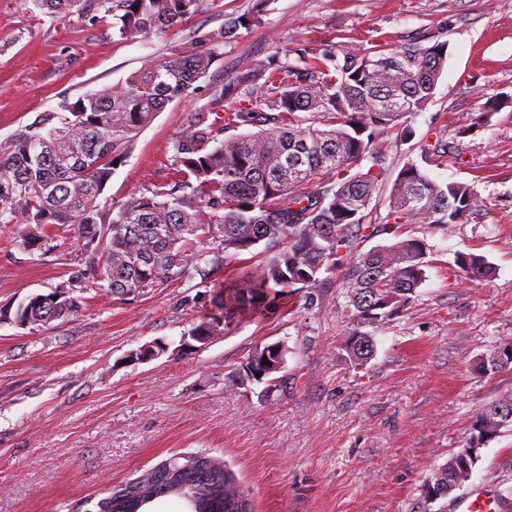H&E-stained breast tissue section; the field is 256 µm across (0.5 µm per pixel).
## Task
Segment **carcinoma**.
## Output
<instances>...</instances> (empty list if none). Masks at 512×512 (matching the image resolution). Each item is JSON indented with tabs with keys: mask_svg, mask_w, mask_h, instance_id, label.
<instances>
[{
	"mask_svg": "<svg viewBox=\"0 0 512 512\" xmlns=\"http://www.w3.org/2000/svg\"><path fill=\"white\" fill-rule=\"evenodd\" d=\"M50 17L77 13L90 24L112 20V35L134 40L163 31L196 14L201 0H31ZM265 2L193 34V45L150 62L122 83L86 91L0 140V216L29 215L20 235L24 250H51L60 233L74 228L82 241L68 284L29 296L14 313L20 326L68 320L82 308L89 287L127 299L150 288L206 278L233 250L258 251L263 260L217 286L213 310L198 317L187 336H219L240 316L263 315L285 288H311L323 273L342 272L354 321L343 350L358 365L373 353L361 327L382 321L409 301L425 281L429 246L401 239L366 252L354 246L403 224L447 228L475 206L471 189L440 185L409 161L394 181L383 224L366 223V211L385 158L382 135L432 97L448 57V45L366 53L357 48L301 49L294 60L275 52L255 69L214 87L216 107L230 102L228 120L249 131L223 137L211 111L189 112L173 143L166 182L115 206L102 199L134 138L169 103L195 90L221 59L224 43L260 22ZM319 126L306 125V114ZM369 159L365 172L352 169ZM465 277L492 274L488 260L459 252ZM277 350V368L263 363ZM288 346L278 340L255 349L227 384L272 386ZM512 363V345L491 353L480 369L495 375ZM512 426V394L482 407L469 441L451 453L430 481L450 495L471 477L485 445ZM192 497L193 512H251L249 501L224 461L204 453L170 457L140 477L111 489L95 512H140L152 496Z\"/></svg>",
	"mask_w": 512,
	"mask_h": 512,
	"instance_id": "obj_1",
	"label": "carcinoma"
}]
</instances>
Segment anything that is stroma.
Instances as JSON below:
<instances>
[{"mask_svg": "<svg viewBox=\"0 0 512 512\" xmlns=\"http://www.w3.org/2000/svg\"><path fill=\"white\" fill-rule=\"evenodd\" d=\"M255 3L203 0L189 21L131 42L105 22L0 0V140L62 100L172 56L195 31ZM436 43L447 44V63L427 106L402 118L404 135L390 136L367 221L386 216L409 160L439 183L469 186L477 208L445 230L405 224L361 243L364 251L397 238L429 245L425 282L372 327L366 364L341 349L350 313L338 271L267 315L234 320L204 346H184V333L212 307L213 284L257 264L248 252L227 255L206 282L182 280L126 301L90 288L69 321L19 326L12 316L24 299L66 284L79 241L70 232L49 253L31 254L18 238L26 214L0 221V512H91L108 489L188 452L223 458L253 512H454L456 495L426 503L422 486L467 442L476 412L512 393V369L490 376L477 368L512 343V0H271L259 24L225 44L195 92L139 133L104 196L118 205L169 177L187 113L211 108L216 82L272 53ZM495 98L503 108L479 123ZM437 138L453 142V154L425 159L422 145ZM459 252L485 256L492 277L465 278ZM158 339L164 353L131 360ZM280 339L289 352L276 388L227 390L257 347ZM462 492L512 512V428L483 448Z\"/></svg>", "mask_w": 512, "mask_h": 512, "instance_id": "1", "label": "stroma"}]
</instances>
